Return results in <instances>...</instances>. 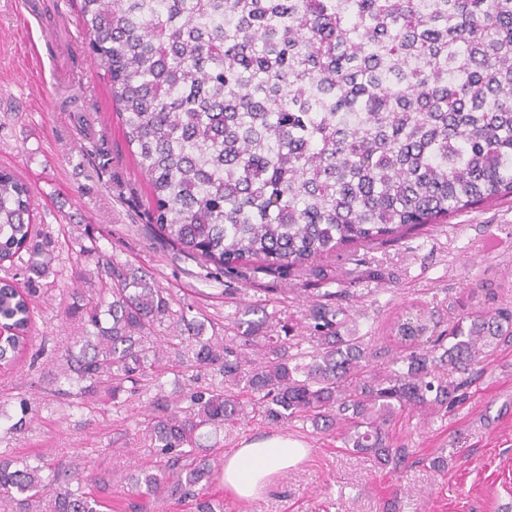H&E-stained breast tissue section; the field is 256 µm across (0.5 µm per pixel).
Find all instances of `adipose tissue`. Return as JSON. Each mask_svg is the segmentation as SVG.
I'll list each match as a JSON object with an SVG mask.
<instances>
[{
    "instance_id": "obj_1",
    "label": "adipose tissue",
    "mask_w": 512,
    "mask_h": 512,
    "mask_svg": "<svg viewBox=\"0 0 512 512\" xmlns=\"http://www.w3.org/2000/svg\"><path fill=\"white\" fill-rule=\"evenodd\" d=\"M307 453L303 444L282 434L248 441L225 458L224 485L238 498H257L277 476L298 465Z\"/></svg>"
}]
</instances>
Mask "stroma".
<instances>
[{
    "label": "stroma",
    "mask_w": 512,
    "mask_h": 512,
    "mask_svg": "<svg viewBox=\"0 0 512 512\" xmlns=\"http://www.w3.org/2000/svg\"><path fill=\"white\" fill-rule=\"evenodd\" d=\"M54 5L0 0V167L18 170L29 182L37 228L50 240L53 258L48 277L35 282L32 343L0 372V454L21 466L62 464L86 476L87 490L105 499L104 512H129L133 501L141 512H195L187 502L136 499L127 488L130 472L156 460L144 440L154 399L187 406L190 369L170 364L159 379L115 396L55 392L61 355L79 332L66 313L81 290L74 275L94 269L101 256L152 276L170 294L173 311L202 323L203 336L221 346L239 347L237 320L245 306L264 305L267 334L291 331V352L299 358L312 350L309 306L328 277L349 290L346 320L363 336L376 367L404 353L390 326L406 312L424 313L429 325L443 330L464 309L512 308V197L425 225L389 245L322 258L310 276H229L173 249L146 222L147 180L82 42L56 26ZM70 95L79 97V106L67 103ZM92 140L110 158L107 171L84 151ZM88 226L100 256L80 251ZM22 416L26 426L9 432ZM271 434L303 442L307 457L249 502L215 478L204 494L223 501L224 512H384L394 497L399 512H512V346L486 358L461 404L396 417L393 440L412 452L403 472L345 448L340 431H319L297 419L276 425L258 416L210 433L203 444L221 461L242 442ZM441 454L448 466L437 472L430 461Z\"/></svg>",
    "instance_id": "35a3bbf8"
}]
</instances>
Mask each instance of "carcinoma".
Segmentation results:
<instances>
[{"instance_id":"cac0c4a2","label":"carcinoma","mask_w":512,"mask_h":512,"mask_svg":"<svg viewBox=\"0 0 512 512\" xmlns=\"http://www.w3.org/2000/svg\"><path fill=\"white\" fill-rule=\"evenodd\" d=\"M86 50L108 87L128 150L148 183L147 221L178 251L229 274L293 273L352 247L397 242L482 202L512 196V0H76ZM24 177L0 169V263L29 254L38 277L32 204ZM77 278L109 293L71 305L84 335L69 370L118 394L159 374L152 329L173 315L147 274L108 261ZM309 309L316 349L307 363L264 318L239 320L253 363L192 332L187 357L218 368L229 387L194 391L186 407L160 403L148 419L159 461L131 476L143 497L190 499L219 473L196 452L203 430L249 417L240 392L276 422L303 417L344 425L346 447L399 469L409 451L388 427L406 410L448 409L475 366L512 345V310L462 312L438 333L408 320L395 338L428 346L370 368L348 328L349 290ZM336 301L331 305L330 301ZM33 294L0 278V365L25 351ZM458 378H452V375ZM0 458V493L16 512H101L68 474Z\"/></svg>"}]
</instances>
